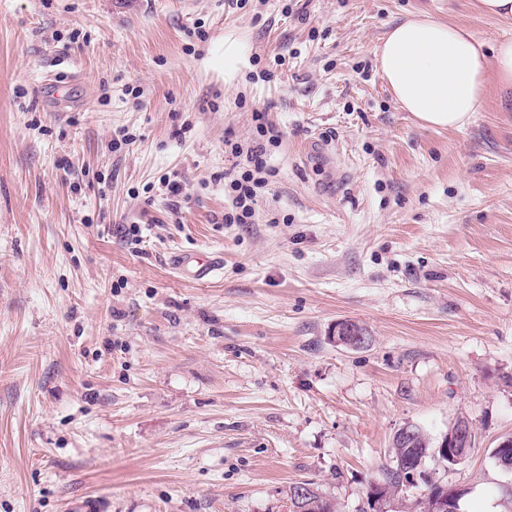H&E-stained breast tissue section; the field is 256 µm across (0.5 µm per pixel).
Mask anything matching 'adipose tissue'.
<instances>
[{"label":"adipose tissue","mask_w":512,"mask_h":512,"mask_svg":"<svg viewBox=\"0 0 512 512\" xmlns=\"http://www.w3.org/2000/svg\"><path fill=\"white\" fill-rule=\"evenodd\" d=\"M377 60L394 100L429 127L468 125L483 107L488 72L512 89V39L490 45L469 28L427 13L393 25Z\"/></svg>","instance_id":"1"}]
</instances>
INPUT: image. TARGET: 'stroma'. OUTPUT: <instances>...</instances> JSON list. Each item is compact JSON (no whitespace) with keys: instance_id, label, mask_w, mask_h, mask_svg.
Masks as SVG:
<instances>
[{"instance_id":"stroma-1","label":"stroma","mask_w":512,"mask_h":512,"mask_svg":"<svg viewBox=\"0 0 512 512\" xmlns=\"http://www.w3.org/2000/svg\"><path fill=\"white\" fill-rule=\"evenodd\" d=\"M476 2L0 0V512H287L304 480L364 512L398 428L460 417L436 479L512 512V102L492 79L427 127L376 58L423 10L512 38ZM257 109L275 175L228 224L224 141ZM174 265L196 280H207L220 273L224 263L221 257L205 253H181L174 256ZM473 429L470 423L467 420H459L456 422L453 428V432L444 437V439L440 440L439 448H449L451 451L455 448L453 452L447 451V455L442 450L441 458H435L438 466L443 468H448L449 466H454L459 463H462L468 453L470 448L473 446ZM448 457V465L443 463L442 460Z\"/></svg>"}]
</instances>
